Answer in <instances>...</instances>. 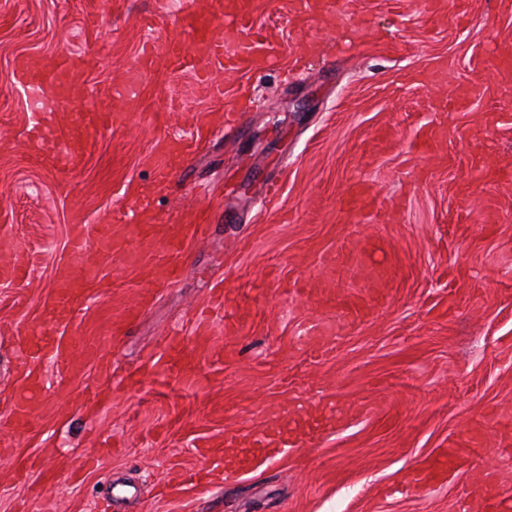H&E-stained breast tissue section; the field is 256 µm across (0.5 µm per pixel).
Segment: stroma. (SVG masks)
<instances>
[{"label":"stroma","mask_w":512,"mask_h":512,"mask_svg":"<svg viewBox=\"0 0 512 512\" xmlns=\"http://www.w3.org/2000/svg\"><path fill=\"white\" fill-rule=\"evenodd\" d=\"M184 2L0 0V252L29 269L22 280L0 272V448L30 464L20 480L0 459V512H100L111 481L131 490L110 512H487L484 483L512 499V71L491 65L512 49V10L338 0L316 16L296 0H252L253 29L275 44L261 73H218L220 99L191 73L148 75L147 92L104 99L123 123L77 172L28 153L20 62L86 51L89 78L133 84L142 52L162 45L146 19L175 28ZM203 122L211 135L149 215L159 237L198 211L210 224L205 239H187L169 281L158 246L116 214L151 187L158 140ZM428 126L440 135L424 154L415 137ZM353 183L371 204L347 215ZM79 221L126 239L130 254L100 270L94 304L54 329L101 348L86 370L108 400L93 415L83 388L59 387L50 360L22 359L63 264L83 265L68 247ZM373 240L388 246L395 277L365 286L337 254ZM359 290L377 303L356 323L320 301ZM323 327L326 352L298 344ZM174 332L194 372L114 387ZM29 369L42 396L18 430L4 400ZM262 428L287 434L293 450L270 460L254 449L253 465L225 469L222 484L163 495L202 468L192 439ZM451 447L459 473L407 492L412 468ZM46 470L57 480L45 489Z\"/></svg>","instance_id":"35a3bbf8"}]
</instances>
